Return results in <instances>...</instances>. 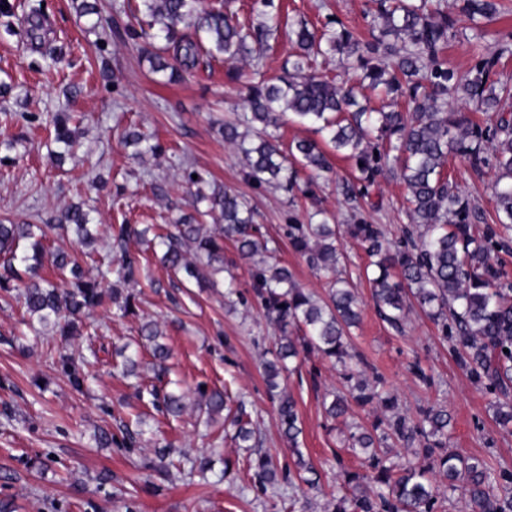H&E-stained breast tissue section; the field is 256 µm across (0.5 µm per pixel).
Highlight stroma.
Instances as JSON below:
<instances>
[{
    "label": "stroma",
    "instance_id": "1",
    "mask_svg": "<svg viewBox=\"0 0 512 512\" xmlns=\"http://www.w3.org/2000/svg\"><path fill=\"white\" fill-rule=\"evenodd\" d=\"M324 1L328 14L367 32L366 0L274 4L314 21ZM447 4L460 31L448 48V66L463 74L474 52L493 54L501 37L512 33V15L486 23L487 35L475 47L465 36L469 22L460 14V0ZM138 5L139 0H98L104 29L95 34L91 18L78 16L72 0H0V219L42 224L71 203L85 202L93 218V250L115 262L120 254L113 225L170 224L178 217L190 198L191 189L182 180V167L189 162L211 183L250 199L264 236L277 243L281 263L303 288L325 296V278L311 272L283 233L287 194L252 188L242 176L234 146L218 133L242 102L241 84L227 82L220 56L203 59L180 83L162 84L128 36L140 18ZM57 48L63 61L56 65L51 55ZM72 86L83 92L70 101L64 92ZM61 109L81 114L83 136L75 156L59 167L48 156L45 118ZM23 112L31 113V120H20ZM126 130L152 135L166 145V153L133 158L121 141ZM8 139L13 149H5ZM333 164L334 176L317 178L313 191L316 206L341 223L348 212L336 178L350 173L353 163L338 157ZM379 193L383 208L371 218L389 241L399 242L407 223L406 190L390 177L381 180ZM343 250L348 270L358 277L362 308L351 345L395 392L399 413L414 420L420 407L447 405L450 451L512 469V429L496 424L492 397L457 366L420 308L411 309L402 331L383 322L361 277L364 249L348 238ZM137 280V315L118 318L100 308L90 316L100 328L104 349L89 365V386L81 394L56 365L64 346L60 337L31 328L15 296L0 291V504L10 512H288L287 501L222 479L226 468L246 473V455L236 446L234 427L223 416L208 417L197 391L201 385L230 389L258 427L260 452L271 455L280 471L292 468L294 458L280 436L262 370L263 354L278 337L275 325L255 299L228 307L223 286H178L154 258ZM149 320L159 324L171 357L165 377H157L147 353L139 372L145 385L183 395L186 409L177 418L158 412L148 396L139 395L132 381L121 376L116 351L140 345V326ZM415 361L432 383L409 374L407 366ZM303 369L317 372V386L293 376L288 389L303 424L302 450L323 485L322 491L310 493L306 512H327L328 485L337 474L358 470L360 459L347 446L342 421L327 419L322 406L326 393L343 387L339 366L313 353ZM139 417L144 433L134 450L98 447L96 435L115 433L122 423ZM159 442L172 444L190 460L211 456V470L154 472Z\"/></svg>",
    "mask_w": 512,
    "mask_h": 512
}]
</instances>
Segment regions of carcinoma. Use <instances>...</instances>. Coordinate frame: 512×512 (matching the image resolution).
<instances>
[{
    "instance_id": "carcinoma-1",
    "label": "carcinoma",
    "mask_w": 512,
    "mask_h": 512,
    "mask_svg": "<svg viewBox=\"0 0 512 512\" xmlns=\"http://www.w3.org/2000/svg\"><path fill=\"white\" fill-rule=\"evenodd\" d=\"M445 0H369L368 35L325 16L317 26L306 19L284 22L267 11L273 0H255V19L240 23L228 12L229 4L202 9L199 0H141L146 20L133 38L144 43L151 73L174 83L196 68L203 56H224L226 78L239 83L243 73L236 66L251 59L252 73L246 82L243 109L232 122L219 128L224 141L244 159V179L255 189L270 185L313 198L301 187L300 173L330 174V152L351 160L353 173L337 181V189L350 210V224L330 223L321 208L302 222L297 196L290 200L285 225L293 251L315 274L328 279L324 298L302 288L287 266L274 259V249L255 222L256 211L244 196L222 187L206 194L202 172L183 168L184 180L197 187L193 210L182 213L173 224L148 230L132 224L113 229L120 259L112 273L116 281L105 288L87 279L72 255L63 248L44 244L51 224L71 232L78 244L93 238L89 215L83 204L74 203L51 217L49 224H7L0 220V289L23 288V305L42 324L57 327L63 337L82 335V317L110 302L116 314L134 313L133 295H122L118 285L136 279L140 261L126 250L132 237L146 242L159 261L175 277L215 284L224 272V240L234 242L240 256L253 261L252 292L265 317L280 332L270 357L263 361L267 389L275 404L281 433L295 456L296 485L291 507L300 502L304 488L319 487L320 474L304 458L303 434L297 402L288 392V376L311 353L341 366L347 393H333L325 406L331 419L346 416L351 404L379 405L392 416L372 429L349 426L348 447L364 455L363 469L342 474L333 512H436L438 486L434 477L448 478V490L462 487L470 512H512V470L494 469L484 460L447 451L451 415L447 407L429 405L413 423L395 412L396 396L383 389L381 377L368 379L367 363L351 352L350 329L360 320L355 286L339 274L345 255L338 245L342 232L366 249L374 275L368 278L379 317L396 331L402 330L412 304L416 303L437 326L440 338L467 377L494 398V418L512 427V281L498 253L506 247L502 231L512 229V111L500 106L512 95V85L497 78L501 61L512 57V35L492 56L475 55L466 74L448 67L445 51L457 35V20L448 16ZM504 10L503 0H462L460 11L471 23V41L483 38L484 25ZM282 31L292 53L284 61L278 82H269L261 60L271 49L269 39ZM331 52L346 56L348 78L317 73L319 59ZM382 89L388 102L370 109L360 101L364 87ZM472 104L486 118L458 112L452 106ZM290 114L311 127L318 138H305L283 149L276 135L279 117ZM76 113L53 112L51 151L58 160L78 145ZM126 138L141 147L138 155L165 152L157 140L129 131ZM461 157L476 172L493 171L490 201L496 225L486 222L484 209L466 195L449 174L451 157ZM197 178H192V175ZM398 175L406 190L410 227L398 245L386 242L381 225L365 218L368 209L378 210L382 199L375 189L382 178ZM219 223V234L202 233V221ZM50 265L56 276L68 281L61 288L39 275ZM152 344L157 375L166 373L170 350L157 342L155 324L141 326ZM58 364L72 388L83 391L86 374L72 355L62 354ZM153 401H162L165 412L178 417L182 398L151 390ZM228 394L213 391L209 412L231 410ZM236 440L240 448H254L257 428L248 419L243 403L234 410ZM418 442L423 463H395L376 452L387 441ZM102 446L129 448L135 433L125 428L122 436L103 433ZM254 487L261 493L280 485L277 466L259 456L251 464Z\"/></svg>"
}]
</instances>
